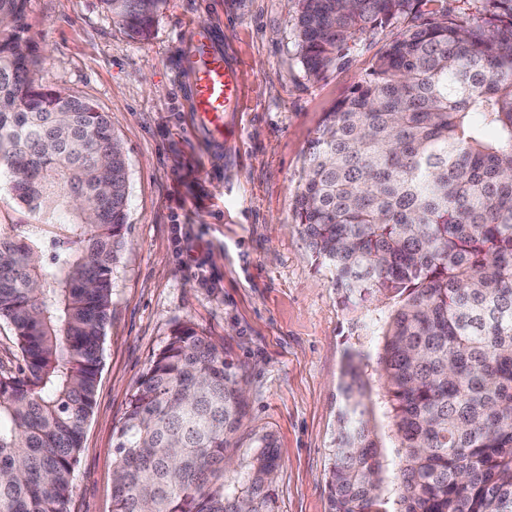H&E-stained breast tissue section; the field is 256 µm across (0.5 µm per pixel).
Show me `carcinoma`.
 <instances>
[{"mask_svg":"<svg viewBox=\"0 0 512 512\" xmlns=\"http://www.w3.org/2000/svg\"><path fill=\"white\" fill-rule=\"evenodd\" d=\"M423 2L297 0L310 77L411 17L326 113L295 199L343 303H392L373 319L376 367L361 348L345 353L330 512H512V0H479L465 18ZM102 3L140 38L162 0ZM25 5L0 0L14 31L0 41V172L56 232L46 260L39 226L20 238L0 225V320L24 361L0 372V512H67L126 245L128 169L105 113L36 83ZM245 408L224 349L177 326L123 417L113 512H269L268 441L224 490Z\"/></svg>","mask_w":512,"mask_h":512,"instance_id":"carcinoma-1","label":"carcinoma"}]
</instances>
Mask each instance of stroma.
I'll use <instances>...</instances> for the list:
<instances>
[{"label":"stroma","instance_id":"stroma-1","mask_svg":"<svg viewBox=\"0 0 512 512\" xmlns=\"http://www.w3.org/2000/svg\"><path fill=\"white\" fill-rule=\"evenodd\" d=\"M296 9V0H163L140 40L101 0H27L37 77L107 113L128 165L126 246L67 512H113L122 418L180 324L223 347L247 381L225 488L267 439L279 463L271 512H329L341 370L369 313L345 306L331 274L316 268L294 201L325 113L408 21L370 32L344 65L313 79L296 44ZM203 25L223 30L244 84L234 135L219 151L194 124L180 66Z\"/></svg>","mask_w":512,"mask_h":512}]
</instances>
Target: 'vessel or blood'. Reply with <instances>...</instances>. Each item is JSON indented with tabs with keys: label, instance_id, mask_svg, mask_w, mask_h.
Masks as SVG:
<instances>
[{
	"label": "vessel or blood",
	"instance_id": "1",
	"mask_svg": "<svg viewBox=\"0 0 512 512\" xmlns=\"http://www.w3.org/2000/svg\"><path fill=\"white\" fill-rule=\"evenodd\" d=\"M181 65L189 77L198 125L214 144H223L232 136L229 115L239 107L243 84L217 32L205 26L192 32L184 44Z\"/></svg>",
	"mask_w": 512,
	"mask_h": 512
}]
</instances>
